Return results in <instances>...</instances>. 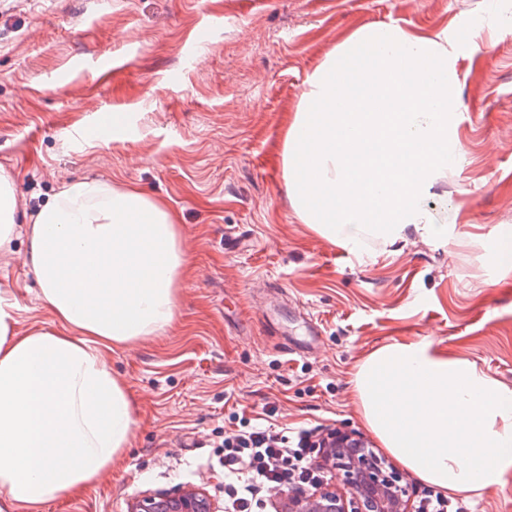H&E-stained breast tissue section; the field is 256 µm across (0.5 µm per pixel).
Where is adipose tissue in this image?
I'll use <instances>...</instances> for the list:
<instances>
[{
  "label": "adipose tissue",
  "instance_id": "ef3b65f1",
  "mask_svg": "<svg viewBox=\"0 0 512 512\" xmlns=\"http://www.w3.org/2000/svg\"><path fill=\"white\" fill-rule=\"evenodd\" d=\"M447 31L392 24L351 34L310 74L284 134L289 203L308 229L360 254L454 227L425 207L463 150L457 62ZM51 331L16 329L0 290V512H39L111 469L133 438L136 401L106 356L176 319L188 265L164 200L95 179L65 184L26 229ZM383 448L444 493L475 496L512 474V387L433 342L394 341L351 380Z\"/></svg>",
  "mask_w": 512,
  "mask_h": 512
}]
</instances>
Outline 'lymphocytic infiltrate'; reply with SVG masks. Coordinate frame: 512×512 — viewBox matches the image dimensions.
<instances>
[{
	"mask_svg": "<svg viewBox=\"0 0 512 512\" xmlns=\"http://www.w3.org/2000/svg\"><path fill=\"white\" fill-rule=\"evenodd\" d=\"M224 476L228 478L227 512H251L258 494L272 487L315 489L326 479L316 461L324 449L309 429L287 436L250 427L225 437Z\"/></svg>",
	"mask_w": 512,
	"mask_h": 512,
	"instance_id": "lymphocytic-infiltrate-1",
	"label": "lymphocytic infiltrate"
}]
</instances>
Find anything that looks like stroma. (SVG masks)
Listing matches in <instances>:
<instances>
[{
    "label": "stroma",
    "mask_w": 512,
    "mask_h": 512,
    "mask_svg": "<svg viewBox=\"0 0 512 512\" xmlns=\"http://www.w3.org/2000/svg\"><path fill=\"white\" fill-rule=\"evenodd\" d=\"M374 22L469 27L464 151L426 206L463 239L512 225V0L466 12L455 0H0V169L16 224L62 183L95 178L168 202L190 256L175 322L107 355L138 401L132 447L41 512H128L177 488L223 506L224 437L246 425L367 435L352 374L396 340H433L512 386V279L497 281L481 248L371 242L357 258L288 201L285 122L313 69ZM202 25L212 39L198 46ZM0 289L18 331L54 328L24 238L0 255Z\"/></svg>",
    "instance_id": "35a3bbf8"
}]
</instances>
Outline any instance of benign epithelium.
Here are the masks:
<instances>
[{
  "label": "benign epithelium",
  "mask_w": 512,
  "mask_h": 512,
  "mask_svg": "<svg viewBox=\"0 0 512 512\" xmlns=\"http://www.w3.org/2000/svg\"><path fill=\"white\" fill-rule=\"evenodd\" d=\"M336 454L326 469L336 473L345 492L335 484L315 490L276 492V512H412L406 499L402 474L391 467L384 469L364 450L366 439L354 433L338 431ZM130 512H217V507L201 488L145 495L130 505Z\"/></svg>",
  "instance_id": "1"
}]
</instances>
